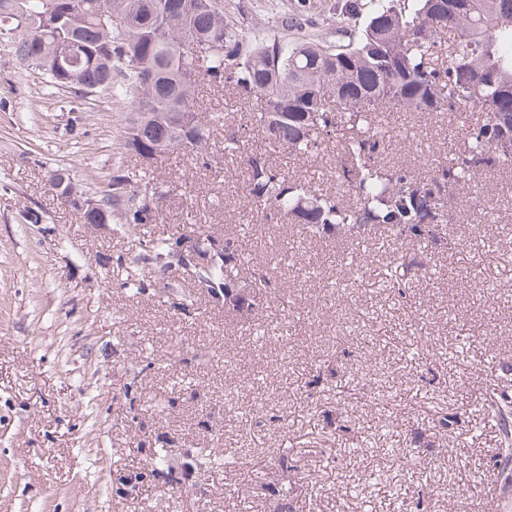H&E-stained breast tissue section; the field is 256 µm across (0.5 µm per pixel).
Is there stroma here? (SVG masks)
<instances>
[{
	"mask_svg": "<svg viewBox=\"0 0 512 512\" xmlns=\"http://www.w3.org/2000/svg\"><path fill=\"white\" fill-rule=\"evenodd\" d=\"M130 110L107 94L54 92L0 48V512H274V480L253 463L282 452L300 468L290 512H394L391 486L351 487L383 467L425 512H484L498 440L470 430L492 390L512 382V173L476 174L447 249L400 298L397 243L310 239L251 213L223 127L209 166L162 156L156 174L175 186L153 232L239 235L271 269L276 285L248 325L177 272L164 280L190 294L184 307L126 291L130 238L84 223L50 189L59 171L95 191L121 158ZM389 122L384 160L427 172L447 113ZM280 163L313 189L342 190L335 146ZM375 373L389 380V406L349 395ZM388 415L414 465L350 454L354 435ZM164 448L188 462L207 448L232 464L197 484L155 465Z\"/></svg>",
	"mask_w": 512,
	"mask_h": 512,
	"instance_id": "1",
	"label": "stroma"
}]
</instances>
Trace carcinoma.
Returning a JSON list of instances; mask_svg holds the SVG:
<instances>
[{"instance_id":"cac0c4a2","label":"carcinoma","mask_w":512,"mask_h":512,"mask_svg":"<svg viewBox=\"0 0 512 512\" xmlns=\"http://www.w3.org/2000/svg\"><path fill=\"white\" fill-rule=\"evenodd\" d=\"M18 34L4 39L16 61L78 97L90 91L132 99L120 161L92 194L108 222L136 238L124 265V286L137 294L160 287L156 272L178 271L224 315L252 322L258 295L274 287L270 269L245 265L241 239L206 233L204 225L168 236L146 235L159 215L148 204L165 194L142 161L145 150L179 152L203 162L213 130L195 107L203 82L230 87L256 105L250 125L220 116L224 155L245 159L248 204L270 224H294L310 238L345 241L371 234L405 245L402 276L425 269L426 241L448 247V224L460 193L476 173L512 172V0H339L330 7L348 20L365 17L361 30L331 28L335 39L288 33L332 19L311 0L271 8L275 29L251 24L253 11L234 13L222 0H0V22L15 10ZM112 16L106 28L101 15ZM75 47L72 67L55 72L54 45ZM480 109L479 115L469 107ZM423 118L453 117L457 148L416 176L402 164H383L389 130L386 111ZM265 143L249 147L252 136ZM336 141L344 194L312 190L283 170L278 154L311 157ZM501 434L499 455L512 457V408L491 401ZM283 481L276 493L293 492L288 456L276 460Z\"/></svg>"}]
</instances>
